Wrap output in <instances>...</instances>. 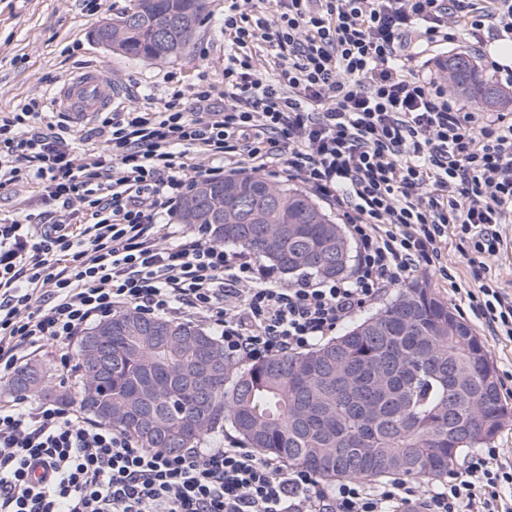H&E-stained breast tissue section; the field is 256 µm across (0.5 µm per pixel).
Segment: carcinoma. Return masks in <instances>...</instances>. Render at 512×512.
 <instances>
[{
    "label": "carcinoma",
    "mask_w": 512,
    "mask_h": 512,
    "mask_svg": "<svg viewBox=\"0 0 512 512\" xmlns=\"http://www.w3.org/2000/svg\"><path fill=\"white\" fill-rule=\"evenodd\" d=\"M206 0H129L112 23L95 32L112 50L143 61L177 57L193 39ZM452 91L489 109L512 104V92L491 84L464 54L440 61ZM213 202L198 207L196 224L211 240L240 249L282 276L310 272L341 278L350 269V243L304 190L249 172L212 182ZM237 186L264 211L263 226L249 228L244 213L227 210L224 192ZM224 209V224L207 214ZM142 325L164 324L202 336L219 351L215 334L191 323L148 319L134 310L112 315ZM80 385L55 382L51 368L27 365L0 386L74 403L93 421L109 424L139 448L168 453L197 447L213 431L229 428L247 448L306 467L322 480L367 481L448 474L473 448H485L509 409L482 341L447 302L422 284L402 289L383 308L344 334L303 352L275 355L249 366L224 361V378L205 391L189 375L196 350L189 341L164 336L112 337V366L99 379L96 396L80 353ZM489 403V432H467L471 404ZM112 405V419L99 412Z\"/></svg>",
    "instance_id": "carcinoma-1"
}]
</instances>
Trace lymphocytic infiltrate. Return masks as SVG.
<instances>
[{
    "label": "lymphocytic infiltrate",
    "instance_id": "1",
    "mask_svg": "<svg viewBox=\"0 0 512 512\" xmlns=\"http://www.w3.org/2000/svg\"><path fill=\"white\" fill-rule=\"evenodd\" d=\"M512 39V0H224V81L160 110L99 112L73 147L45 95L0 119V187L61 214L0 211V380L38 352L71 371L70 342L112 313L197 321L234 364L307 349L441 257L449 231L497 256L512 223V114L465 109L413 66L451 40ZM46 131L35 128L36 121ZM277 176L349 224V276L284 286L174 217L198 179ZM512 341V292L456 288ZM512 512V448H479L445 484L311 470L204 437L137 447L75 405L0 402V512Z\"/></svg>",
    "mask_w": 512,
    "mask_h": 512
}]
</instances>
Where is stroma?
<instances>
[{"instance_id":"obj_1","label":"stroma","mask_w":512,"mask_h":512,"mask_svg":"<svg viewBox=\"0 0 512 512\" xmlns=\"http://www.w3.org/2000/svg\"><path fill=\"white\" fill-rule=\"evenodd\" d=\"M95 10L82 0H0V116L18 109L34 92L55 97L81 72L97 69L112 78L118 92L113 107L139 106L152 94V108L162 107L172 89L192 92L201 81L224 77V0H207L188 48L179 56L133 61L93 40L91 31L111 20L126 0H98ZM512 290V251L497 257L474 256L468 239L449 236L440 259L415 274L448 302L485 345L499 378L502 400L512 409V342L490 336L468 301L454 297L452 285L474 288L486 274Z\"/></svg>"}]
</instances>
